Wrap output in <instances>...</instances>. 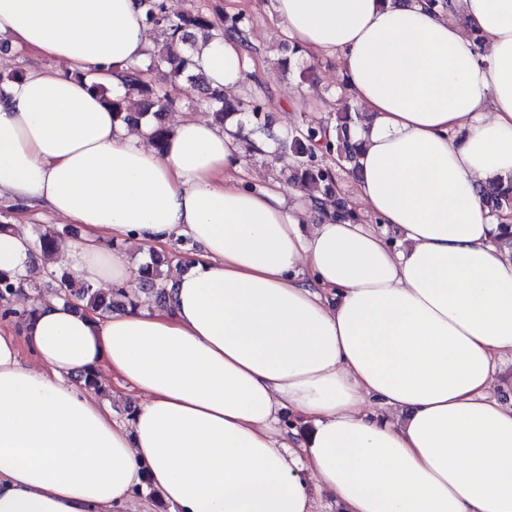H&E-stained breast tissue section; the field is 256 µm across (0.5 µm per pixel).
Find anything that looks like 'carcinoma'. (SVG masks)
<instances>
[{"instance_id":"obj_1","label":"carcinoma","mask_w":512,"mask_h":512,"mask_svg":"<svg viewBox=\"0 0 512 512\" xmlns=\"http://www.w3.org/2000/svg\"><path fill=\"white\" fill-rule=\"evenodd\" d=\"M145 9L146 23L155 32V45L150 53L147 70L159 75L160 82L143 79V70L135 66L128 74V90L141 98L140 107L133 109L123 99L112 101V110L127 123H137L150 112L156 125L152 134V143L156 149H162L169 128L163 121V114L173 105L164 92L162 83L184 79L187 87L201 94L205 105L212 110L216 120L224 123L226 118L241 116L238 130L248 126L252 133L271 135V122L259 98L250 100L230 99L218 90L210 88L204 73L190 70L191 62L187 57H178L172 51L174 40L183 42L187 48L197 45L198 35L207 40L215 34L233 37L248 42V21L242 15L226 16L221 22L212 20L200 11H190L176 18L167 15L164 0H140ZM366 120V115L345 104L343 110L334 118V139L327 137L328 126L322 123L307 122L280 137L274 138L276 159H287L290 172L288 181L295 187L308 192L313 207H318L324 197L337 192V173L325 162V156L335 155L338 160L349 166V172L356 174L357 159L361 153V142L351 136V128ZM483 197L492 211L512 208V178L499 180L483 188ZM60 232L48 226L34 229L31 243L32 257L38 259L51 254L56 246ZM189 251L178 255L150 253L149 262L141 265L137 271L136 284L141 289L152 291L159 302L164 303L170 296L168 275L162 267L172 262L183 263L188 260ZM47 282L37 279L27 280L19 276L0 273V301L9 302L11 298L26 291L40 295L42 285L59 289L57 297L68 304H75L81 310H89L104 316L115 310L133 304L126 288H113L103 293L92 285L72 278L65 268L46 271Z\"/></svg>"}]
</instances>
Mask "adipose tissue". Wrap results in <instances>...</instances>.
I'll list each match as a JSON object with an SVG mask.
<instances>
[{"mask_svg":"<svg viewBox=\"0 0 512 512\" xmlns=\"http://www.w3.org/2000/svg\"><path fill=\"white\" fill-rule=\"evenodd\" d=\"M337 56L367 120L353 200L380 229L247 186L215 123L114 118L151 48L139 0H0V38L51 60L0 85V199L76 226L46 266L134 287L129 254L183 238L167 303L101 317L51 295L0 327V512H512V256L481 190L512 176V0H271ZM467 27H460L459 18ZM212 86L256 71L199 42ZM27 231L0 272L27 273ZM112 378L88 392L75 376ZM142 395L124 419L113 405Z\"/></svg>","mask_w":512,"mask_h":512,"instance_id":"ef3b65f1","label":"adipose tissue"}]
</instances>
